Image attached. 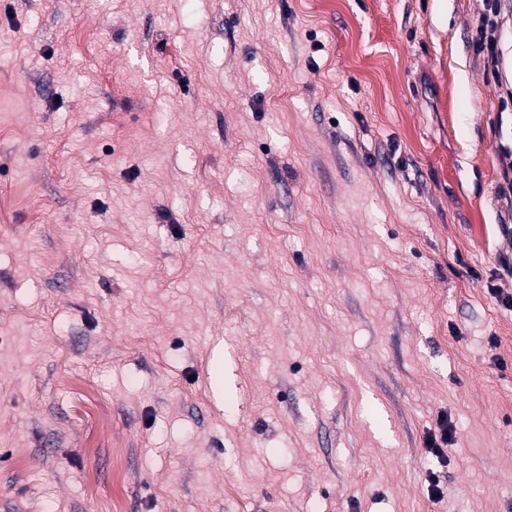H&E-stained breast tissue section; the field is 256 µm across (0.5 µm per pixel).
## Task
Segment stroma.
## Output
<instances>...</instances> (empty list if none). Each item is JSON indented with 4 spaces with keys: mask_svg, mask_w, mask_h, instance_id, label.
Masks as SVG:
<instances>
[{
    "mask_svg": "<svg viewBox=\"0 0 512 512\" xmlns=\"http://www.w3.org/2000/svg\"><path fill=\"white\" fill-rule=\"evenodd\" d=\"M486 14L0 0V512H512ZM438 431L440 433L439 436L432 433L427 439L426 451L437 458H443V447H447L448 441L452 438L453 429L445 419H440L438 422Z\"/></svg>",
    "mask_w": 512,
    "mask_h": 512,
    "instance_id": "obj_1",
    "label": "stroma"
}]
</instances>
